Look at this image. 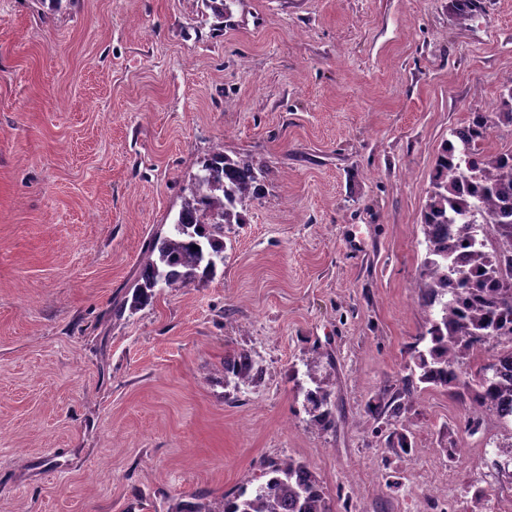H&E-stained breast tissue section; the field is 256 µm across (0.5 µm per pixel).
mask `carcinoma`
<instances>
[{"label":"carcinoma","mask_w":512,"mask_h":512,"mask_svg":"<svg viewBox=\"0 0 512 512\" xmlns=\"http://www.w3.org/2000/svg\"><path fill=\"white\" fill-rule=\"evenodd\" d=\"M491 125L512 127V86L505 87L496 108L476 112L469 123L451 131L453 139L438 153L423 212L426 256L417 288L429 312L428 327L414 349L415 368L404 390L420 382L469 395L468 433L479 430L477 415L498 412L512 400V150L483 147ZM263 171L246 159L215 153L190 183L167 233L150 242L157 259L145 265L132 307L150 303L154 288H186L210 279L224 253V225L243 223L241 208L261 191ZM468 239L469 253L455 254L457 242ZM500 347L499 356L473 374L455 365L482 347ZM256 361L240 350L224 357V385L239 391L256 380ZM331 393L321 385L305 391L314 423L336 426ZM263 481L244 485L219 502L200 496L180 512H334L315 473L292 458L274 462Z\"/></svg>","instance_id":"cac0c4a2"}]
</instances>
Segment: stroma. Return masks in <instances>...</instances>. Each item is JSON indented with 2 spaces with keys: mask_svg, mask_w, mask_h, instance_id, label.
I'll list each match as a JSON object with an SVG mask.
<instances>
[{
  "mask_svg": "<svg viewBox=\"0 0 512 512\" xmlns=\"http://www.w3.org/2000/svg\"><path fill=\"white\" fill-rule=\"evenodd\" d=\"M509 85L512 0H0V512H175L288 457L336 512H498L512 424L402 387L436 157ZM218 149L266 173L223 264L130 310ZM256 361L245 350L234 352L224 358V384L230 386L233 383V388L240 391L241 388L249 387L256 380L257 369L255 368ZM313 383L316 386L305 391V400L310 406L309 412L312 414L313 421L323 429L334 428L336 415L331 406V393L320 383Z\"/></svg>",
  "mask_w": 512,
  "mask_h": 512,
  "instance_id": "stroma-1",
  "label": "stroma"
}]
</instances>
